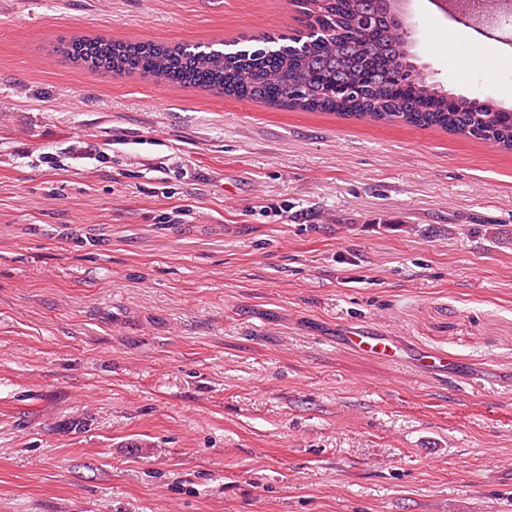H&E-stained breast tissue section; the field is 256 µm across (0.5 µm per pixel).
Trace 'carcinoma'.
Returning a JSON list of instances; mask_svg holds the SVG:
<instances>
[{
    "instance_id": "obj_1",
    "label": "carcinoma",
    "mask_w": 512,
    "mask_h": 512,
    "mask_svg": "<svg viewBox=\"0 0 512 512\" xmlns=\"http://www.w3.org/2000/svg\"><path fill=\"white\" fill-rule=\"evenodd\" d=\"M306 31L249 45L164 44L75 37L64 58L102 74L137 73L173 87L329 112L374 124L436 128L512 152V111L458 97L414 76L409 45L388 17L401 0H290Z\"/></svg>"
}]
</instances>
